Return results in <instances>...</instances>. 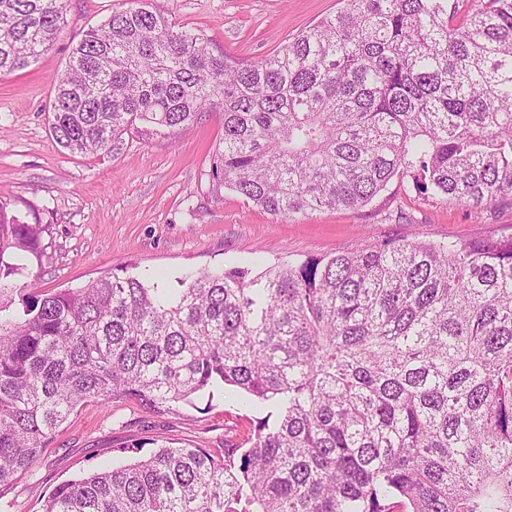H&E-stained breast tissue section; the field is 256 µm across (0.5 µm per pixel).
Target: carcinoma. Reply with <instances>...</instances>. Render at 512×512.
<instances>
[{
	"label": "carcinoma",
	"instance_id": "cac0c4a2",
	"mask_svg": "<svg viewBox=\"0 0 512 512\" xmlns=\"http://www.w3.org/2000/svg\"><path fill=\"white\" fill-rule=\"evenodd\" d=\"M258 61L126 0L71 44L51 129L98 154L135 122L223 119L224 187L294 221L371 201L512 205V0H342ZM68 0H0V76ZM39 225L0 202V484L83 403L159 410L221 386L268 405L216 457L159 447L59 484L42 512H512V236L368 244L299 265L113 274L41 291Z\"/></svg>",
	"mask_w": 512,
	"mask_h": 512
}]
</instances>
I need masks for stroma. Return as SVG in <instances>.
<instances>
[{
  "instance_id": "1",
  "label": "stroma",
  "mask_w": 512,
  "mask_h": 512,
  "mask_svg": "<svg viewBox=\"0 0 512 512\" xmlns=\"http://www.w3.org/2000/svg\"><path fill=\"white\" fill-rule=\"evenodd\" d=\"M123 0H68L64 34L29 68L0 77V201L39 225L41 260L30 276L42 290L77 288L109 273L168 278L189 270L227 269L252 260V273L273 264L387 240L445 243L512 235V206L478 211L422 198L411 180L393 178L365 206L322 210L288 221L255 207L213 175L223 134L204 113L174 131L136 123L107 154H72L51 130L53 80L69 48ZM184 29L205 34L215 50L244 61L272 53L340 0H153ZM267 410L244 406L227 390L164 411L127 397L79 406L33 471L0 486V512H42L49 493L101 462L127 464L136 442L221 455L241 442Z\"/></svg>"
}]
</instances>
